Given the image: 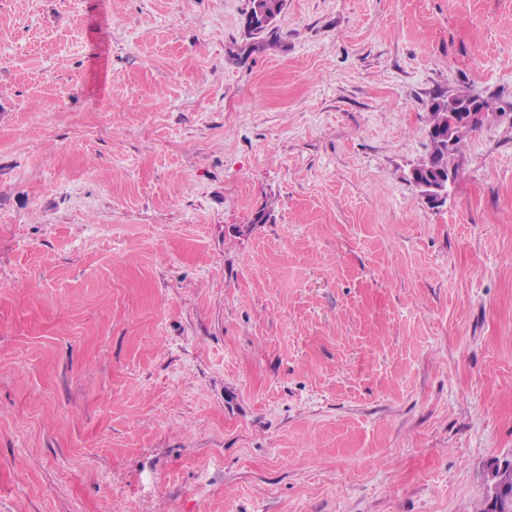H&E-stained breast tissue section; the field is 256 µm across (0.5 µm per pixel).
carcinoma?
I'll return each instance as SVG.
<instances>
[{
    "mask_svg": "<svg viewBox=\"0 0 512 512\" xmlns=\"http://www.w3.org/2000/svg\"><path fill=\"white\" fill-rule=\"evenodd\" d=\"M284 9V0H259L251 3L246 18L247 32L259 36L270 28L269 21L278 18ZM464 102L462 98H436L430 106L429 137L432 151L425 169L433 180L448 179V173L458 175L459 163L456 154L464 133L477 129L483 122L489 103L479 102V117L474 123L467 120V113L456 112L454 107Z\"/></svg>",
    "mask_w": 512,
    "mask_h": 512,
    "instance_id": "1",
    "label": "carcinoma"
}]
</instances>
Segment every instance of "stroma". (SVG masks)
Wrapping results in <instances>:
<instances>
[{"label": "stroma", "mask_w": 512, "mask_h": 512, "mask_svg": "<svg viewBox=\"0 0 512 512\" xmlns=\"http://www.w3.org/2000/svg\"><path fill=\"white\" fill-rule=\"evenodd\" d=\"M249 8L0 0V512H479L512 460V0ZM439 96L490 108L435 208ZM284 0H259L255 3L251 0L250 12L246 18V28L250 36H259L267 31L268 22L276 19L284 9Z\"/></svg>", "instance_id": "1"}]
</instances>
